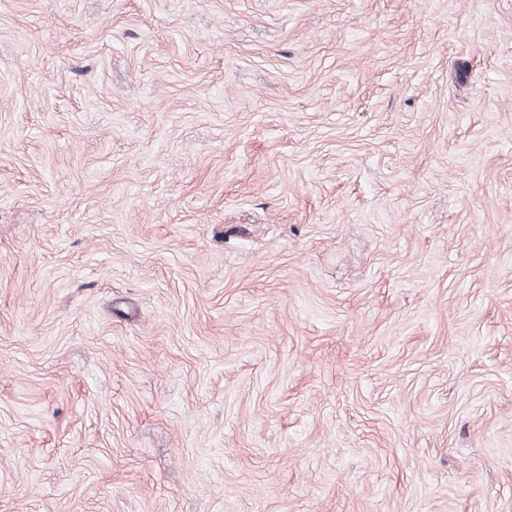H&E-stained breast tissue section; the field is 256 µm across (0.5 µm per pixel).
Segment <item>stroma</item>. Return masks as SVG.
Returning <instances> with one entry per match:
<instances>
[{
    "label": "stroma",
    "mask_w": 512,
    "mask_h": 512,
    "mask_svg": "<svg viewBox=\"0 0 512 512\" xmlns=\"http://www.w3.org/2000/svg\"><path fill=\"white\" fill-rule=\"evenodd\" d=\"M0 512H512V0H0Z\"/></svg>",
    "instance_id": "stroma-1"
}]
</instances>
